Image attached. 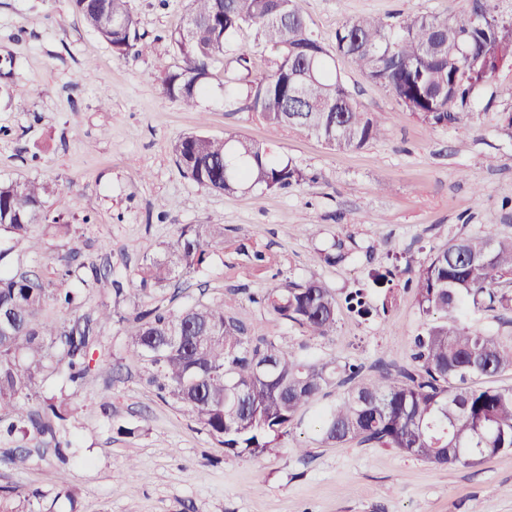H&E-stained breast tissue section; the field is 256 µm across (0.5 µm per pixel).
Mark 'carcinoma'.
I'll return each mask as SVG.
<instances>
[{
	"instance_id": "carcinoma-1",
	"label": "carcinoma",
	"mask_w": 512,
	"mask_h": 512,
	"mask_svg": "<svg viewBox=\"0 0 512 512\" xmlns=\"http://www.w3.org/2000/svg\"><path fill=\"white\" fill-rule=\"evenodd\" d=\"M87 28L119 56L147 50L129 0H70ZM502 0H471L468 16H407L395 23L362 16L348 20L327 49L309 29L304 0H189L185 24L171 33L180 64L163 80L164 93L193 109L207 91L214 64L244 29H254L275 55L272 69L252 75L246 51L237 72L224 76V99L245 85L248 108L265 123L299 130L338 151L358 150L383 133L381 121L355 100L336 69L350 61L369 80L388 87L424 125H461L476 88L491 83L495 63L512 48V10ZM483 21L472 22L471 16ZM178 168L198 185L226 196L247 189L276 192L303 172L243 135L187 134L172 144ZM51 188L38 179L0 182V233L32 249V225L47 219ZM224 248V225L188 224L163 255L142 263L138 291L202 270ZM56 279L0 270V438L17 434L70 447L75 408L63 396L43 397L50 377L81 384L100 349L101 327L125 323V358L145 369L159 397L197 423L227 452L261 458L283 445L304 412L325 441L375 443L438 466H472L512 449V387L475 380L512 371V335L469 326L465 310L512 311V239L490 226L449 241L419 264L404 287L422 318L413 339L416 367L368 380L350 362L313 357L250 334L228 311L234 293L172 313L154 306L133 315L101 303L79 312L83 295L70 280L85 267L78 253L61 259ZM271 315L309 336L336 329V293L315 277L273 284L253 298ZM363 317L373 309L365 289L345 297ZM53 306L63 321L38 319ZM355 383L334 402L315 407L328 388ZM0 512H40L14 488H0Z\"/></svg>"
}]
</instances>
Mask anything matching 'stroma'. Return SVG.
Returning a JSON list of instances; mask_svg holds the SVG:
<instances>
[{"mask_svg":"<svg viewBox=\"0 0 512 512\" xmlns=\"http://www.w3.org/2000/svg\"><path fill=\"white\" fill-rule=\"evenodd\" d=\"M188 0H130L149 49L119 57L87 29L67 0H0V181L36 178L57 185L47 210L65 234L35 225L38 253L0 235V269L33 270L54 278L61 257L79 250L85 264L110 262L123 292L121 311L160 304L178 310L236 292L237 317L252 335L307 353L391 372L412 367L421 319L403 287L406 259L422 262L463 233L494 226L512 237V66L476 90L465 125L429 128L383 85L337 60L354 98L383 123L384 134L358 151L339 152L302 132L273 128L250 112L244 97L224 100V73L239 49L256 69L273 55L246 30L217 63L196 108L167 97L166 73L179 62L171 32L182 26ZM469 0H306L312 28L325 45L347 20L373 14L394 22L415 14L456 20ZM201 132L252 138L291 160L306 178L288 189L237 196L209 191L183 176L171 145ZM186 224H220L224 247L185 283H164L138 295V267L162 253ZM319 227L310 235L307 227ZM343 240L345 258L330 264L322 251ZM266 256L252 267L247 249ZM393 270L387 315L361 318L340 311L336 331L311 338L275 319L254 295L272 275L319 277L337 298L382 292L375 273ZM103 361L64 392L77 410L69 428L67 463L53 447L26 440V469L0 464V487L40 494L44 512H512V450L471 467H437L392 448L322 442L309 424L295 426L283 448L259 459L235 457L199 426L160 399L137 367L123 360L124 327L100 333ZM130 434L118 433V426ZM67 471L73 499L60 497Z\"/></svg>","mask_w":512,"mask_h":512,"instance_id":"1","label":"stroma"}]
</instances>
